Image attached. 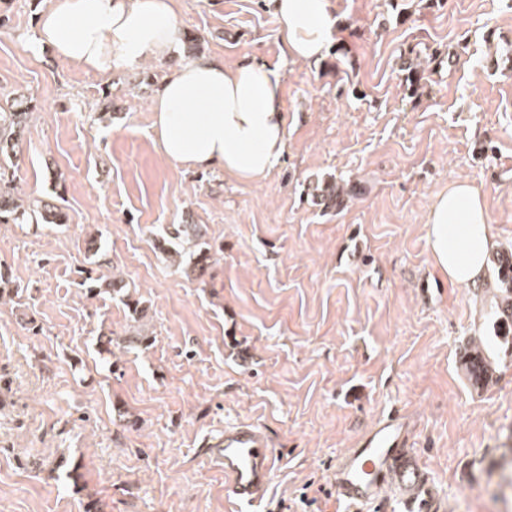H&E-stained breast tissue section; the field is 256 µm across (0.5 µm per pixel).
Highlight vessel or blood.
Segmentation results:
<instances>
[{
	"label": "vessel or blood",
	"mask_w": 512,
	"mask_h": 512,
	"mask_svg": "<svg viewBox=\"0 0 512 512\" xmlns=\"http://www.w3.org/2000/svg\"><path fill=\"white\" fill-rule=\"evenodd\" d=\"M412 424L399 410H391L337 455L330 466L340 501L350 506L375 507L381 492L395 486L403 512H440L442 499L410 450ZM208 455L224 465V490L244 503L262 501L273 477L271 440L259 425L238 421L204 445Z\"/></svg>",
	"instance_id": "1"
}]
</instances>
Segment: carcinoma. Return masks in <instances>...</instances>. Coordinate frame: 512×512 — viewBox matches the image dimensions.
I'll use <instances>...</instances> for the list:
<instances>
[{"mask_svg": "<svg viewBox=\"0 0 512 512\" xmlns=\"http://www.w3.org/2000/svg\"><path fill=\"white\" fill-rule=\"evenodd\" d=\"M430 61L409 59L403 62L404 81L410 94L416 96L426 84ZM33 107L27 97L12 99L10 111L0 110V224H53L61 226L68 223L67 213L50 202L43 203L34 210L24 205L22 195L15 190L4 189V184L14 182L16 148L24 137V130ZM314 196L328 209L341 210L355 195L354 187L339 182L334 177L322 180L313 186ZM173 238L198 240L202 237L198 224H179L173 228ZM496 280L501 294L500 304L493 310V324L498 335H512V250L497 254L494 266Z\"/></svg>", "mask_w": 512, "mask_h": 512, "instance_id": "carcinoma-1", "label": "carcinoma"}]
</instances>
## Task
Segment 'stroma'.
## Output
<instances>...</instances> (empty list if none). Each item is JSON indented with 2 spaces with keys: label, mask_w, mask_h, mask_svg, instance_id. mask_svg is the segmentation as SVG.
<instances>
[{
  "label": "stroma",
  "mask_w": 512,
  "mask_h": 512,
  "mask_svg": "<svg viewBox=\"0 0 512 512\" xmlns=\"http://www.w3.org/2000/svg\"><path fill=\"white\" fill-rule=\"evenodd\" d=\"M52 0H0V102L30 97L18 155L27 198L64 197L67 226L0 224V512H347L328 466L391 409L445 512H512V339L487 314L496 279L435 267V193L479 188L501 250L512 248V0H331L340 29L312 64L285 60L269 0H177L201 55L282 62L288 148L257 183L173 167L150 100L170 63L102 76L38 42ZM439 53L422 95L402 59ZM113 108H106L104 95ZM355 185L343 210L312 195ZM212 258L158 242L185 219ZM96 238L99 253L87 251ZM145 307L134 318L86 271ZM146 336L111 362L100 336ZM482 341L494 373L474 382ZM261 424L274 449L267 499L224 491L203 449L225 423ZM79 465L72 484L61 462Z\"/></svg>",
  "instance_id": "35a3bbf8"
}]
</instances>
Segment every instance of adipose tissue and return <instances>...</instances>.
<instances>
[{"instance_id": "ef3b65f1", "label": "adipose tissue", "mask_w": 512, "mask_h": 512, "mask_svg": "<svg viewBox=\"0 0 512 512\" xmlns=\"http://www.w3.org/2000/svg\"><path fill=\"white\" fill-rule=\"evenodd\" d=\"M271 4L290 62L322 58L335 33L331 0ZM38 38L57 57L104 75L162 62L178 52L174 0H53L39 18ZM281 78L273 62L227 66L203 56L182 62L150 102L163 160L218 169L237 182L264 179L287 150ZM426 227L441 273L459 284L482 275L494 239L477 189L449 184L433 197Z\"/></svg>"}]
</instances>
